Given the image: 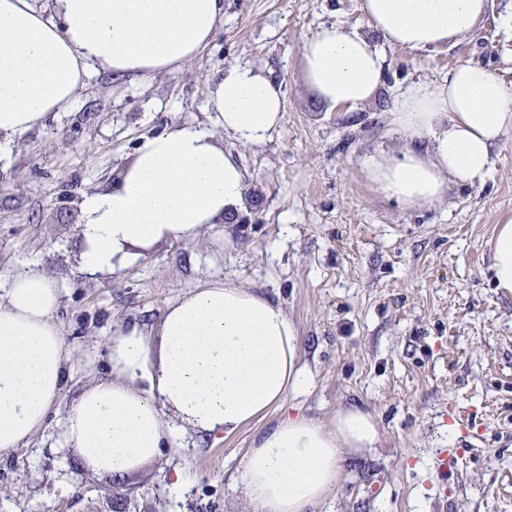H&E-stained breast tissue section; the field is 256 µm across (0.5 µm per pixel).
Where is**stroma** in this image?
<instances>
[{"label": "stroma", "instance_id": "35a3bbf8", "mask_svg": "<svg viewBox=\"0 0 512 512\" xmlns=\"http://www.w3.org/2000/svg\"><path fill=\"white\" fill-rule=\"evenodd\" d=\"M501 9L489 0L450 47L410 50L373 34L383 87L367 105L335 108L304 83L301 49L331 24L367 31L361 0H225L193 63L150 79L100 74L77 108L17 136L0 161V280L31 267L55 281L72 357L45 428L0 451V512H247L243 460L279 411L225 440L188 434L182 451L121 481L90 473L64 438L71 404L108 373L113 326L155 325L209 281L260 289L296 322L315 384L290 397L291 411L326 422L358 403L377 415L382 445L347 462L329 512H512V297L492 282L489 246L512 216V136L483 184L451 185L418 208L379 194L361 172L365 156L402 145L390 114L409 85L440 84L464 62L512 82ZM229 64L272 73L285 94L284 123L268 141L224 140L247 173L241 220L162 241L115 276L81 271L83 194L111 187L144 137L209 123V88ZM443 449L463 455L445 477ZM178 469L187 486L176 496Z\"/></svg>", "mask_w": 512, "mask_h": 512}]
</instances>
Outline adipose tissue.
<instances>
[{"instance_id":"obj_1","label":"adipose tissue","mask_w":512,"mask_h":512,"mask_svg":"<svg viewBox=\"0 0 512 512\" xmlns=\"http://www.w3.org/2000/svg\"><path fill=\"white\" fill-rule=\"evenodd\" d=\"M488 0H362L369 25L411 50L451 46L485 15ZM224 19V0H0V158L17 135L76 108L101 71L149 79L193 62ZM302 75L331 106L371 102L384 58L357 28L331 25L305 41ZM210 124H180L142 139L112 187L83 196L80 264L116 274L139 251L195 239L244 206L247 177L223 136L266 142L285 119L280 82L226 66L210 90ZM392 123L398 152L368 155L378 191L416 208L450 184L483 183L512 135V83L464 63L437 85L408 87ZM498 290L512 295V217L490 242ZM61 293L26 268L0 286V451L26 445L45 425L69 378L71 351L58 320ZM109 373L69 409L65 442L91 472L122 479L195 431L228 438L311 391L298 328L283 306L252 288L213 282L169 305L152 329L118 323L107 339ZM382 443L374 414L339 408L330 423L285 416L260 434L243 463L249 512H319L344 479L346 459Z\"/></svg>"}]
</instances>
